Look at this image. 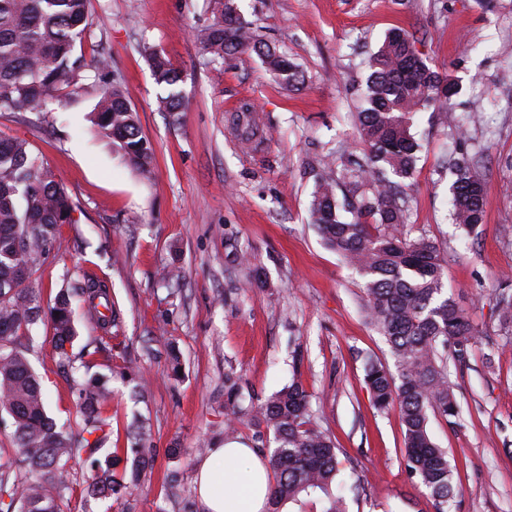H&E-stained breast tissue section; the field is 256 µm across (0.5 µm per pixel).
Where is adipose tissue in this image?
Instances as JSON below:
<instances>
[{"label":"adipose tissue","mask_w":512,"mask_h":512,"mask_svg":"<svg viewBox=\"0 0 512 512\" xmlns=\"http://www.w3.org/2000/svg\"><path fill=\"white\" fill-rule=\"evenodd\" d=\"M203 512H264L269 478L254 449L237 442L213 448L195 475Z\"/></svg>","instance_id":"adipose-tissue-1"}]
</instances>
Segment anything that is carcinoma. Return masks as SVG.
I'll use <instances>...</instances> for the list:
<instances>
[{
	"label": "carcinoma",
	"mask_w": 512,
	"mask_h": 512,
	"mask_svg": "<svg viewBox=\"0 0 512 512\" xmlns=\"http://www.w3.org/2000/svg\"><path fill=\"white\" fill-rule=\"evenodd\" d=\"M91 0H0V113L35 109L75 86L87 69L105 71L109 59L87 58ZM213 22L203 32L204 50L213 63L231 54H259L282 82H303L297 63L260 41L230 3L211 0ZM150 66L167 93L164 112L184 111L177 88L180 73L162 52ZM365 107L357 114L367 153L336 164L313 193L310 212L324 244L342 256L363 278L369 323L385 338L395 369L370 361L364 385L372 406L396 409L404 428L405 458L412 475L429 490L436 512H451L457 497L447 452L429 431L430 414L455 424L459 406L448 387V350L454 362H466L476 330L446 288L447 259L426 235L411 236L404 188L416 168L422 144L412 133L413 116L425 106L451 110L456 83L430 68L414 35L390 32L371 56ZM93 125L140 175H151L155 151L142 135L138 114L122 88L112 83L99 94ZM251 111L238 115L237 131L246 142L257 135ZM453 220L467 234L481 226L487 189L471 157L460 152L450 161ZM76 205L54 172L37 161L23 140L0 138V408L12 418L15 455H0V512H59L72 491L70 462L86 464L83 489L87 508L110 499L127 505L129 490L153 467L151 428L138 420L128 431V446L112 447V425L105 414L111 379L92 371L89 356L101 349L95 336L74 350L78 330L73 301L82 299L102 330H119L120 314L105 285L92 278L58 292L43 310L28 287L32 274L54 247L58 227L71 223ZM353 215L343 220L342 213ZM505 332H512V291L498 294ZM48 320L59 365L78 374L74 385L76 431L58 426L45 411V395L27 351L33 328ZM255 427L254 444L275 447L266 455L275 482L270 512L315 493L325 495L324 512H346L343 487L337 485L339 461L330 435L311 425L310 394L299 380L260 403L245 402L237 382L227 380L224 433Z\"/></svg>",
	"instance_id": "obj_1"
}]
</instances>
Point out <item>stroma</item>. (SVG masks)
I'll use <instances>...</instances> for the list:
<instances>
[{
	"mask_svg": "<svg viewBox=\"0 0 512 512\" xmlns=\"http://www.w3.org/2000/svg\"><path fill=\"white\" fill-rule=\"evenodd\" d=\"M269 47L287 52L304 81L288 88L254 54L210 62L200 40L210 0H92L86 55L103 54L109 75L85 72L67 108L0 114V137L28 141L76 204L73 221L33 275L42 307L87 278L103 282L120 313L119 333L80 320L81 336L102 335L101 373L132 370L147 385L132 403L116 391L108 408L112 442L125 447L133 412L151 424V471L134 489L132 512H185L201 445L224 439L226 376L261 402L291 380L311 395L312 423L336 441L340 477L360 478L348 512H435L404 456L397 411L379 412L364 363L391 364L368 323L359 274L311 224L312 194L332 160L361 157L356 125L369 57L402 28L430 67L458 81L453 111L417 114L424 149L406 206L413 235L437 240L447 289L477 330L466 365H449L461 424L431 416L458 489L454 512H512V343L504 342L495 295L512 275V0H233ZM181 73L180 117L158 107L163 93L151 51ZM121 83L156 153L144 180L127 166L91 113L100 90ZM256 107L259 137L239 143L232 121ZM465 138H458V125ZM476 160L488 186L475 236L449 216L457 150ZM237 243L252 264L229 261ZM180 356L173 378L170 352ZM31 364L46 389V412L72 422V381L58 365L52 330L39 323ZM177 473L179 496L167 477Z\"/></svg>",
	"mask_w": 512,
	"mask_h": 512,
	"instance_id": "1",
	"label": "stroma"
}]
</instances>
